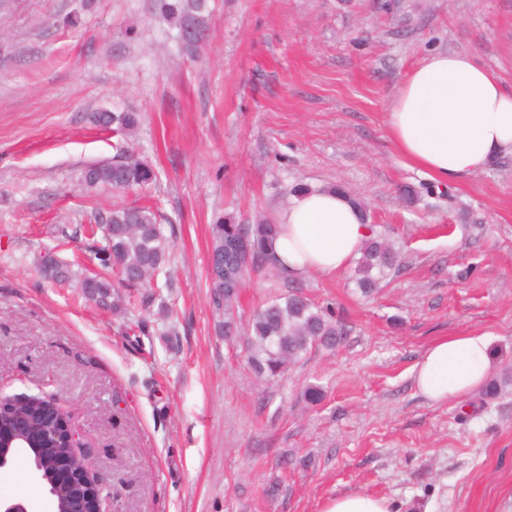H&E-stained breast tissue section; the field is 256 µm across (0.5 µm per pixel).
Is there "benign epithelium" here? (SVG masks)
Segmentation results:
<instances>
[{"label": "benign epithelium", "instance_id": "benign-epithelium-1", "mask_svg": "<svg viewBox=\"0 0 512 512\" xmlns=\"http://www.w3.org/2000/svg\"><path fill=\"white\" fill-rule=\"evenodd\" d=\"M29 397L0 395V420L8 419L13 428L0 431V466H5L18 442L33 444L44 438L41 428L22 414ZM70 452L58 456L51 469V500L62 504L67 512H112V489L96 470L94 449L69 420H63Z\"/></svg>", "mask_w": 512, "mask_h": 512}]
</instances>
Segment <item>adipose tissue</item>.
Masks as SVG:
<instances>
[{
	"mask_svg": "<svg viewBox=\"0 0 512 512\" xmlns=\"http://www.w3.org/2000/svg\"><path fill=\"white\" fill-rule=\"evenodd\" d=\"M398 152L441 183L512 153V90L464 55L425 57L386 114ZM368 235L342 192L312 188L288 197L268 250L279 268L303 276L333 275L356 258ZM491 338L475 331L431 343L414 367L418 391L434 403H460L487 381Z\"/></svg>",
	"mask_w": 512,
	"mask_h": 512,
	"instance_id": "1",
	"label": "adipose tissue"
}]
</instances>
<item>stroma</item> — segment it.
Here are the masks:
<instances>
[{
	"mask_svg": "<svg viewBox=\"0 0 512 512\" xmlns=\"http://www.w3.org/2000/svg\"><path fill=\"white\" fill-rule=\"evenodd\" d=\"M183 55L159 0H12L0 11V394L55 398L96 448L114 512H324L337 495L390 512H512V386L434 404L412 369L442 336L492 338L512 367V154L441 185L397 151L386 112L430 52L512 88V0H210ZM139 113L131 134L91 113ZM141 190L89 191L83 167L127 149ZM343 186L399 254L376 292L353 269L251 271L239 314L300 288L334 304L343 345L265 383L225 342L207 288L210 226L275 220L293 186ZM150 206L171 242L161 299L127 313L45 279V253L102 273L87 219ZM178 315L164 332L163 307ZM324 392L307 402L308 386ZM279 492L265 493L269 484ZM51 512L27 460L0 498Z\"/></svg>",
	"mask_w": 512,
	"mask_h": 512,
	"instance_id": "35a3bbf8",
	"label": "stroma"
}]
</instances>
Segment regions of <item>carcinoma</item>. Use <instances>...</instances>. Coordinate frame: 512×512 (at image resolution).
<instances>
[{
	"instance_id": "obj_1",
	"label": "carcinoma",
	"mask_w": 512,
	"mask_h": 512,
	"mask_svg": "<svg viewBox=\"0 0 512 512\" xmlns=\"http://www.w3.org/2000/svg\"><path fill=\"white\" fill-rule=\"evenodd\" d=\"M164 17L178 32L190 26L208 28V0H164ZM93 121L103 127H117L127 134L139 125L136 112H96ZM156 178L153 167L130 153L120 161L95 163L82 170L80 182L88 188L110 187L114 190L143 188ZM96 223L105 229V245L100 261L112 264L118 284L125 287L150 285L164 271L169 244L156 213L149 207L116 208ZM240 225L218 218L210 226L208 257V288L213 304L224 310L226 332H240L234 310L252 269L272 264L266 243L273 236L276 225L260 222L247 225L251 246L250 259L234 250ZM397 255L391 246L374 230L361 249L355 268V281L364 294L371 293L378 284L379 275L396 263ZM44 276L65 282L77 280V288L91 301L113 309H128L134 301L125 299L115 289L112 280L105 277H76L67 266L55 264ZM346 332L330 307L321 306L299 292L270 301L257 310L246 328L248 363L263 380L283 376L288 367L300 362L316 349H334L343 343ZM63 410L53 406L41 395L30 396L26 417L37 424L49 423L50 416Z\"/></svg>"
}]
</instances>
